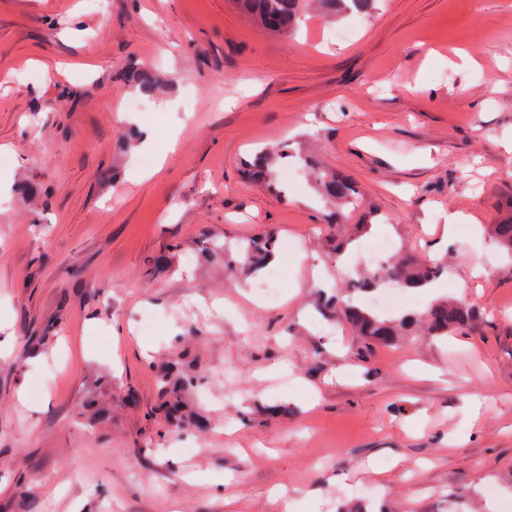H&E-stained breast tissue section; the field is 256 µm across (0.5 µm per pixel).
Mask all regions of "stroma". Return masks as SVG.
Segmentation results:
<instances>
[{"label": "stroma", "instance_id": "35a3bbf8", "mask_svg": "<svg viewBox=\"0 0 512 512\" xmlns=\"http://www.w3.org/2000/svg\"><path fill=\"white\" fill-rule=\"evenodd\" d=\"M510 141L512 0H305L292 36L236 0H0V512H512ZM282 143L353 181L345 228L309 177L245 178ZM270 230L273 303L231 262ZM384 238L446 260L405 311L475 329L326 313ZM339 307L342 315L362 336L392 344L400 330L411 331L421 324L424 334L429 336H448L453 330L467 331L473 328L478 318L476 311L464 303L455 300H440L431 304L421 316L407 313L398 320L386 319L363 305L350 300L349 295L341 302L336 299L332 308Z\"/></svg>", "mask_w": 512, "mask_h": 512}]
</instances>
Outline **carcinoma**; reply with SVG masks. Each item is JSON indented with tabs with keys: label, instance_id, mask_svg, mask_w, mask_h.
I'll return each mask as SVG.
<instances>
[{
	"label": "carcinoma",
	"instance_id": "obj_1",
	"mask_svg": "<svg viewBox=\"0 0 512 512\" xmlns=\"http://www.w3.org/2000/svg\"><path fill=\"white\" fill-rule=\"evenodd\" d=\"M241 8L255 17L268 30L281 34H291L298 27L302 0H236ZM368 8L372 0H321L324 12L334 15L338 11L353 7L354 3ZM133 80L139 90L150 94L158 85V77L150 70L141 69L133 74ZM288 158V151L276 153L261 152L250 161L246 168L247 177L270 186L275 185L273 168ZM297 163L314 169V182L321 195L334 206L330 215L331 223H340L344 210L357 204V197L352 183L345 177L330 171L319 170L308 159H299ZM497 242L512 254V213L492 225ZM276 239L269 235L263 239L248 240L237 246L238 256L242 259L244 269L254 272L262 268L272 257ZM444 272L438 262L422 263L413 255L404 256L383 269L382 273H370L357 281L355 291L372 289L383 278L398 282L406 288H425L431 286ZM332 307L340 308L342 315L361 335L384 344L395 342L399 332L410 331L421 326L424 334L429 336H446L453 330L467 331L473 328L478 318L476 311L455 300H440L431 304L425 312L417 316L412 313L402 315L397 320L386 319L363 305L350 299L334 300ZM158 414L170 427L180 428L178 402L172 399L164 401L158 408Z\"/></svg>",
	"mask_w": 512,
	"mask_h": 512
}]
</instances>
